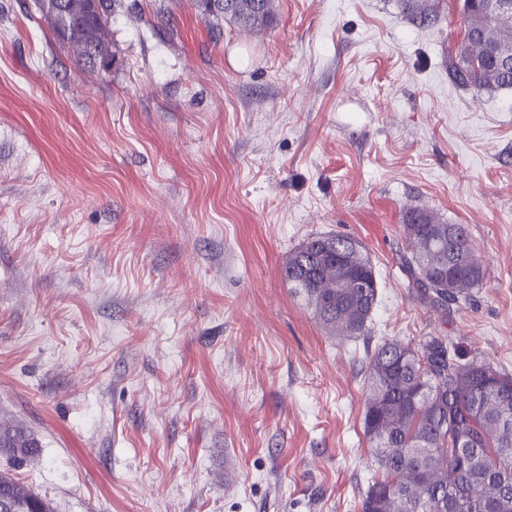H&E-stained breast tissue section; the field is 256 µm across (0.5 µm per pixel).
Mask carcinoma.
Masks as SVG:
<instances>
[{
  "label": "carcinoma",
  "mask_w": 512,
  "mask_h": 512,
  "mask_svg": "<svg viewBox=\"0 0 512 512\" xmlns=\"http://www.w3.org/2000/svg\"><path fill=\"white\" fill-rule=\"evenodd\" d=\"M275 0H204L205 11L249 30L266 28ZM69 23L50 20L54 36L87 67L111 60L105 30L112 0H66ZM512 46V5L464 0V38L448 67L456 83L476 91L512 87V62L495 51ZM401 224V265L409 287L438 304L469 298L488 275L464 224H442L411 208ZM324 241L343 248L333 262ZM284 277L300 288L329 336L365 335L378 298L373 263L362 243L316 234L289 254ZM364 429L382 477L361 512H512V375L475 355L461 361L440 337L415 349L395 340L375 348L365 375ZM34 432L0 420V455L24 465L40 455ZM0 512H54L50 501L0 472Z\"/></svg>",
  "instance_id": "1"
}]
</instances>
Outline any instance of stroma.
<instances>
[{
	"instance_id": "obj_1",
	"label": "stroma",
	"mask_w": 512,
	"mask_h": 512,
	"mask_svg": "<svg viewBox=\"0 0 512 512\" xmlns=\"http://www.w3.org/2000/svg\"><path fill=\"white\" fill-rule=\"evenodd\" d=\"M276 0L262 34L199 0H114L85 67L35 0H0V418L56 512H358L377 466L365 370L441 337L512 375V88L454 84L464 0ZM489 268L434 305L405 210ZM362 243L365 336L284 280L307 238ZM41 443L34 432L12 421L0 420V455L24 465L40 455Z\"/></svg>"
}]
</instances>
